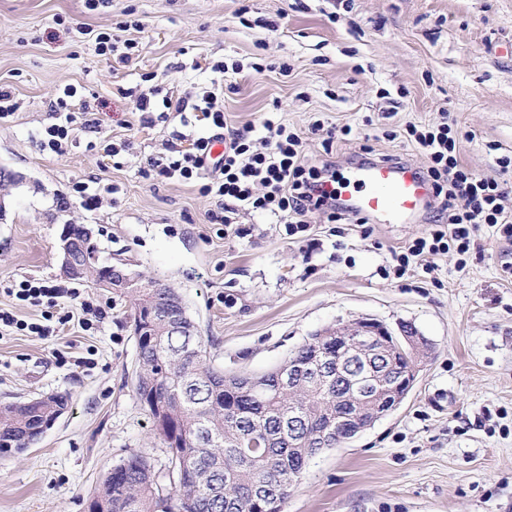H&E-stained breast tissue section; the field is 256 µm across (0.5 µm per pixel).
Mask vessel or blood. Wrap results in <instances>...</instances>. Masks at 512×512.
Instances as JSON below:
<instances>
[{
    "label": "vessel or blood",
    "mask_w": 512,
    "mask_h": 512,
    "mask_svg": "<svg viewBox=\"0 0 512 512\" xmlns=\"http://www.w3.org/2000/svg\"><path fill=\"white\" fill-rule=\"evenodd\" d=\"M350 213L376 224H411L430 200V186L411 164L373 160L354 164L349 177L326 183Z\"/></svg>",
    "instance_id": "b4317fda"
}]
</instances>
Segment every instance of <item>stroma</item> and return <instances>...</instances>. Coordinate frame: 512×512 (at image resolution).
<instances>
[{
  "instance_id": "1",
  "label": "stroma",
  "mask_w": 512,
  "mask_h": 512,
  "mask_svg": "<svg viewBox=\"0 0 512 512\" xmlns=\"http://www.w3.org/2000/svg\"><path fill=\"white\" fill-rule=\"evenodd\" d=\"M131 22L139 53L126 66L96 51L100 33ZM224 76L228 128L267 113L295 129L312 163L348 176L361 157L426 169L407 125L447 116L456 152L512 192V0H0V87L18 108L0 120V283L60 281L57 241L86 224L103 262L124 260L180 295L213 364L261 373L311 333L372 319L409 324L432 347L396 410L313 458L284 512H512V243L487 226L480 253L439 258L436 276L386 274L413 224H334L306 233L240 213L243 235L211 223L197 186L140 172L174 135H205L193 109L139 123L135 98L188 97ZM76 89L100 120L76 129L65 155L40 150L52 105ZM323 130H313L314 122ZM350 128L327 144L329 131ZM127 142L103 157L89 143ZM112 188L84 210L73 183ZM108 306L103 323L56 325L48 339L0 335V402L65 394L69 406L32 448L0 456V512H87L113 465L166 457L132 392V300L81 282ZM84 365H76V358Z\"/></svg>"
}]
</instances>
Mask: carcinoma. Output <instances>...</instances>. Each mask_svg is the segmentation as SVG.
I'll return each mask as SVG.
<instances>
[{
  "label": "carcinoma",
  "instance_id": "obj_1",
  "mask_svg": "<svg viewBox=\"0 0 512 512\" xmlns=\"http://www.w3.org/2000/svg\"><path fill=\"white\" fill-rule=\"evenodd\" d=\"M162 316L153 335H141L140 317L131 313L138 346L133 393L146 408L156 436L166 447L164 485L152 458L132 453L112 467L95 497L105 512H283L292 487L309 461L376 422L365 405L355 421H336L349 413L336 398V377L315 381L308 369L316 356L336 353V326L309 336L288 358L297 367L295 383L279 382L281 367L260 374H226L211 363L202 340L188 347L172 323L195 325L171 288H151ZM430 346L397 352L386 365L419 366ZM67 396L7 409L0 422V453H21ZM304 410L301 436L288 432V415Z\"/></svg>",
  "mask_w": 512,
  "mask_h": 512
}]
</instances>
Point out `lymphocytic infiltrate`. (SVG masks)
<instances>
[{
  "label": "lymphocytic infiltrate",
  "instance_id": "f902f5d3",
  "mask_svg": "<svg viewBox=\"0 0 512 512\" xmlns=\"http://www.w3.org/2000/svg\"><path fill=\"white\" fill-rule=\"evenodd\" d=\"M76 91L65 88L57 97L55 109L63 112L60 122L47 126L40 140L41 149L63 154L75 127L94 128L97 118L73 111L70 103ZM195 109L200 113L208 133L196 138L188 147L168 145L165 153L151 157L143 170L157 180L194 182L202 195L214 200L216 208L210 221L233 226L240 211L251 210L276 217L287 225L289 234L308 231L307 218L325 211L331 222L350 221V214L337 205L335 195L322 192L324 183L335 181L331 165L317 166L305 159L301 137L273 117H265L260 126H247L232 133L224 131L223 95L210 88L199 95ZM408 144L428 159L425 175L433 189V224L423 236L393 251L394 273L404 276L411 271L433 274L437 256L456 251L466 256L477 251L473 234L476 225L485 224L506 241L512 242V211L504 206L506 191L496 179L476 175L462 166L456 154V132L447 118L427 125H408ZM223 141L224 154L212 162L214 142ZM7 296L21 305L41 307L40 318L24 320L12 310L0 307V329L31 336H50L51 321L72 320L70 304H79L83 316L104 320L103 306L83 300L80 289L36 279H24L5 287ZM63 315H54V308Z\"/></svg>",
  "mask_w": 512,
  "mask_h": 512
}]
</instances>
